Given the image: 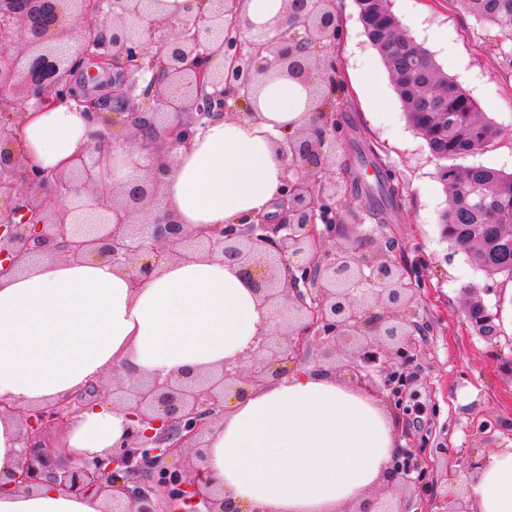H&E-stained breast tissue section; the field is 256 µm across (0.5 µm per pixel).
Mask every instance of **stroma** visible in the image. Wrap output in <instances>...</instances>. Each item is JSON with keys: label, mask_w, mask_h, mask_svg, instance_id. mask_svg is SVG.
I'll return each instance as SVG.
<instances>
[{"label": "stroma", "mask_w": 512, "mask_h": 512, "mask_svg": "<svg viewBox=\"0 0 512 512\" xmlns=\"http://www.w3.org/2000/svg\"><path fill=\"white\" fill-rule=\"evenodd\" d=\"M387 6L402 32L426 47L477 101L481 118L501 131L489 146L456 159V166L512 172V35L483 24L452 0H387ZM336 18V41L319 52L320 71L331 84L328 100L336 106L339 144L327 177L342 180L343 165L354 162L361 146L372 149L377 165L402 191L380 215L354 196L336 195L334 241L362 258L385 253L420 286L411 305L420 347L404 371L396 445H446L490 456L512 446V283L490 280L441 238L446 192L440 163L408 124L387 72L379 74L383 106L362 95L368 66L379 67L381 60L363 33L355 0H337ZM476 300L497 314V339L482 338L470 325L466 310Z\"/></svg>", "instance_id": "obj_1"}]
</instances>
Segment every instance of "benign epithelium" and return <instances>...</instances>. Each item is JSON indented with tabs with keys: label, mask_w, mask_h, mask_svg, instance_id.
<instances>
[{
	"label": "benign epithelium",
	"mask_w": 512,
	"mask_h": 512,
	"mask_svg": "<svg viewBox=\"0 0 512 512\" xmlns=\"http://www.w3.org/2000/svg\"><path fill=\"white\" fill-rule=\"evenodd\" d=\"M244 0H189L174 19L165 0H0V107L15 103L40 110L69 100L85 108L101 129L99 144L68 168L31 163L22 123L0 127V274L25 260L96 258L126 271L133 286L148 280L166 258L196 254L229 260L253 287L273 330L224 367L137 379L112 389L90 384L64 401L4 406L22 431L21 484L50 483L78 497L110 499L105 512H243L224 489L202 485L207 434L224 419L229 397L242 398L271 378L310 363L314 351L330 360L346 352L348 384H379L391 393L400 368L416 350L409 320L416 294L399 266L379 252L360 259L351 250L325 247L336 230L328 200L340 186L326 181L336 157V119L322 105L319 49L336 40L335 0H285L276 36L252 32ZM81 25L76 52L68 28ZM143 110L130 104L140 76ZM268 76L300 84L308 96L313 133L278 142L292 177L273 217L254 224L193 232L166 208L160 172L200 128L224 114L226 98L257 100ZM212 92H206V88ZM120 126L132 144L103 130ZM137 151L140 175L123 174L124 154ZM148 219L135 223L134 216ZM323 228H318V225ZM383 306L376 315L373 308ZM468 320L487 340L500 335L481 302ZM112 399L130 410L126 442L104 455L64 461L50 429H64L88 405ZM421 448H397L386 481L433 487L417 464ZM438 512H475L463 498L433 495ZM351 512H400L391 497L376 496Z\"/></svg>",
	"instance_id": "obj_1"
}]
</instances>
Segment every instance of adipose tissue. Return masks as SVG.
<instances>
[{"mask_svg": "<svg viewBox=\"0 0 512 512\" xmlns=\"http://www.w3.org/2000/svg\"><path fill=\"white\" fill-rule=\"evenodd\" d=\"M307 94L267 81L253 116L227 115L180 149L164 179L171 212L191 228L250 224L273 213L288 176L278 143L308 120ZM33 162L64 166L94 145L82 112L30 111L23 126ZM272 322L236 268L205 258L164 261L140 288L94 258L26 262L0 277V401L65 399L117 372L124 378L222 366ZM126 408L101 400L65 431L68 452L119 444ZM205 478L242 512H341L381 484L395 434L386 412L337 375L300 367L247 398L230 399L208 437ZM16 422L0 418V482L21 474ZM478 512H512V448L494 452L468 485ZM0 512H100L96 501L51 486L0 493Z\"/></svg>", "mask_w": 512, "mask_h": 512, "instance_id": "1", "label": "adipose tissue"}]
</instances>
